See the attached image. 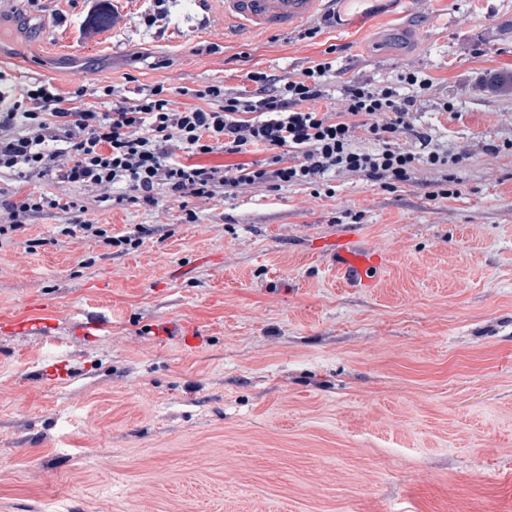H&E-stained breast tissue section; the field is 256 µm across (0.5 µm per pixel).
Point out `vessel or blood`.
Instances as JSON below:
<instances>
[{
  "label": "vessel or blood",
  "mask_w": 512,
  "mask_h": 512,
  "mask_svg": "<svg viewBox=\"0 0 512 512\" xmlns=\"http://www.w3.org/2000/svg\"><path fill=\"white\" fill-rule=\"evenodd\" d=\"M225 19L240 28L262 32H286L309 21L316 13L321 0H221ZM336 272L343 283L351 288H370L374 281L372 269L381 267L383 254L359 247L355 240L335 241L330 254ZM57 321L45 303L32 299L21 305L0 308V334L14 336L51 337ZM155 340L164 342L177 339L182 346L194 349L203 341L200 330L193 322L163 320L151 328Z\"/></svg>",
  "instance_id": "1"
}]
</instances>
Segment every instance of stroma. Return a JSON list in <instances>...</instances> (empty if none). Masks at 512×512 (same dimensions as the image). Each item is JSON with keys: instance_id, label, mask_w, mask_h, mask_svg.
Segmentation results:
<instances>
[{"instance_id": "stroma-1", "label": "stroma", "mask_w": 512, "mask_h": 512, "mask_svg": "<svg viewBox=\"0 0 512 512\" xmlns=\"http://www.w3.org/2000/svg\"><path fill=\"white\" fill-rule=\"evenodd\" d=\"M27 35L0 37V71L60 93L136 99L161 84L243 89L332 58L353 78L432 79L423 127L465 154L458 193L431 199L419 165L390 189L350 172L326 192L231 189L196 205L69 196L138 249L62 235L48 209L0 242V306L52 305L50 339L0 335V512H512V0H335L315 37L233 34L219 0H127L128 20L81 40L83 0H42ZM218 52H209L210 44ZM385 254L372 288L341 287L327 243ZM109 318L89 340L72 326ZM195 321L197 352L155 342ZM66 360L69 377L46 369ZM151 335L155 340L165 343L175 337L182 346L197 348L204 340L200 330L193 322L185 319L163 320L151 326Z\"/></svg>"}]
</instances>
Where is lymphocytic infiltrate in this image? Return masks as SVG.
<instances>
[{
  "instance_id": "1",
  "label": "lymphocytic infiltrate",
  "mask_w": 512,
  "mask_h": 512,
  "mask_svg": "<svg viewBox=\"0 0 512 512\" xmlns=\"http://www.w3.org/2000/svg\"><path fill=\"white\" fill-rule=\"evenodd\" d=\"M333 63L321 60L297 76L253 71L250 88L229 92L210 84L190 90L192 105L176 108L164 86L141 91L134 102L111 109L84 103L82 90L63 96L49 84L0 88V170L19 181L48 180L114 199L154 207L160 196L182 203L210 201L225 187L278 188L316 184L332 171L363 175L372 182L406 183L418 164L440 169L462 162L441 151L417 119V98L430 79L409 71L417 95L390 86L352 80L333 107L325 78ZM368 148L356 147L357 138ZM415 140L418 151L405 140ZM269 151L267 159L233 166L184 164L180 152L242 154ZM62 205L50 192L12 191L0 198V237L18 231L47 208Z\"/></svg>"
}]
</instances>
